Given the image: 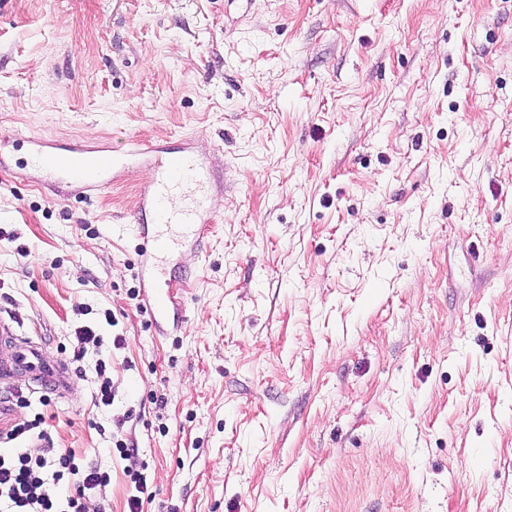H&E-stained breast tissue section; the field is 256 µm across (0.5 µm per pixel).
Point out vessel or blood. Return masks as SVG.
Returning a JSON list of instances; mask_svg holds the SVG:
<instances>
[{"label": "vessel or blood", "mask_w": 512, "mask_h": 512, "mask_svg": "<svg viewBox=\"0 0 512 512\" xmlns=\"http://www.w3.org/2000/svg\"><path fill=\"white\" fill-rule=\"evenodd\" d=\"M25 145L23 167L38 173L41 184L53 191L69 188L83 195L106 189L139 163L148 174L136 202L134 222L129 230L141 239V252L155 263L179 247L199 242L212 214L204 198L212 186L213 172L208 162L190 148L162 151L134 137L124 154L88 143H71L43 136L22 138ZM148 304L153 318L167 317L175 306V286L155 274L149 280ZM22 376L28 386L45 391L68 387L69 366L54 359L36 344L17 346L9 358H0V373Z\"/></svg>", "instance_id": "vessel-or-blood-1"}]
</instances>
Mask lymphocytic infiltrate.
Instances as JSON below:
<instances>
[{
    "label": "lymphocytic infiltrate",
    "mask_w": 512,
    "mask_h": 512,
    "mask_svg": "<svg viewBox=\"0 0 512 512\" xmlns=\"http://www.w3.org/2000/svg\"><path fill=\"white\" fill-rule=\"evenodd\" d=\"M22 435L42 441V453L0 455V512H101L89 492L107 483V472L73 451L53 447L42 414L16 425L9 437Z\"/></svg>",
    "instance_id": "f902f5d3"
}]
</instances>
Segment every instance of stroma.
I'll use <instances>...</instances> for the list:
<instances>
[{
  "label": "stroma",
  "mask_w": 512,
  "mask_h": 512,
  "mask_svg": "<svg viewBox=\"0 0 512 512\" xmlns=\"http://www.w3.org/2000/svg\"><path fill=\"white\" fill-rule=\"evenodd\" d=\"M30 135L219 169L166 320L145 171L54 193ZM0 155V319L73 375L0 436L44 413L105 512H512V0H0ZM160 268L159 265H156ZM160 272L153 275L148 281L147 288H150L148 304L154 319H164L169 314L171 308L175 307V288L171 280L163 278L162 268Z\"/></svg>",
  "instance_id": "1"
}]
</instances>
